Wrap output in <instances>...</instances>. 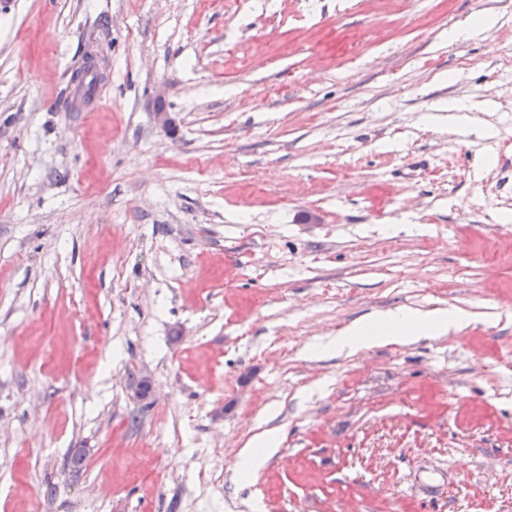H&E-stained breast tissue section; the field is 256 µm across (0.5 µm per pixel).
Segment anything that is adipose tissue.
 Wrapping results in <instances>:
<instances>
[{
    "label": "adipose tissue",
    "instance_id": "obj_1",
    "mask_svg": "<svg viewBox=\"0 0 512 512\" xmlns=\"http://www.w3.org/2000/svg\"><path fill=\"white\" fill-rule=\"evenodd\" d=\"M466 322L463 313L451 309L386 312L342 329L329 345L337 352L352 353L381 342L456 331Z\"/></svg>",
    "mask_w": 512,
    "mask_h": 512
}]
</instances>
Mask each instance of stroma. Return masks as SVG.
<instances>
[{
	"label": "stroma",
	"instance_id": "obj_1",
	"mask_svg": "<svg viewBox=\"0 0 512 512\" xmlns=\"http://www.w3.org/2000/svg\"><path fill=\"white\" fill-rule=\"evenodd\" d=\"M0 512H512V0H0ZM493 23L491 16L470 17L460 28L448 33V39H466L487 29ZM466 322L463 313L451 309L386 312L342 329L328 346L340 353H352L381 342L460 330ZM277 445V436L266 435L252 448H245L241 456V469L244 472H252L258 469L262 465L266 454L274 452Z\"/></svg>",
	"mask_w": 512,
	"mask_h": 512
}]
</instances>
